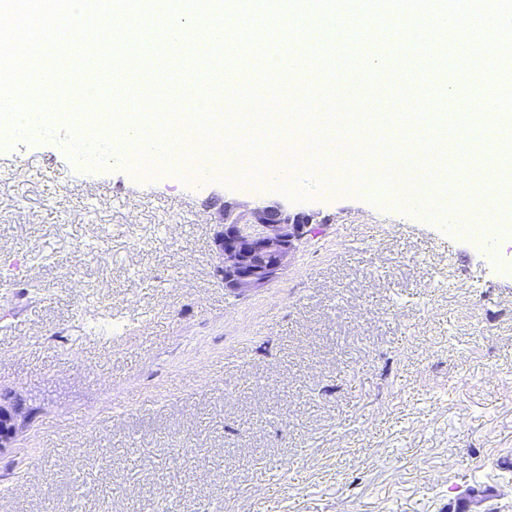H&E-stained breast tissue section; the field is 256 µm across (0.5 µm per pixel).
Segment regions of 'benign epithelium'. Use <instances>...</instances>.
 <instances>
[{"instance_id": "obj_1", "label": "benign epithelium", "mask_w": 512, "mask_h": 512, "mask_svg": "<svg viewBox=\"0 0 512 512\" xmlns=\"http://www.w3.org/2000/svg\"><path fill=\"white\" fill-rule=\"evenodd\" d=\"M218 215L215 273L225 290L237 295L266 288L278 279L296 243L313 231L311 216L292 214L277 202L259 203L250 210L226 202ZM32 419L33 409L16 394L0 392V452L15 445ZM498 497L492 486L463 494L470 512H499L489 505Z\"/></svg>"}]
</instances>
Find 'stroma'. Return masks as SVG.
Masks as SVG:
<instances>
[{
	"mask_svg": "<svg viewBox=\"0 0 512 512\" xmlns=\"http://www.w3.org/2000/svg\"><path fill=\"white\" fill-rule=\"evenodd\" d=\"M328 41L300 18L308 86L363 85L371 18ZM417 31L383 57L376 111H437L448 83ZM194 50L153 95L184 100ZM63 120L0 135V389L34 408L0 453V512H454L469 487L512 503V246L456 230L444 206L481 178L494 133L448 138L427 204L362 184L373 162L321 155L290 183L215 172L185 183L71 155ZM315 214L284 273L233 296L213 275L220 201ZM183 451L173 462L168 449Z\"/></svg>",
	"mask_w": 512,
	"mask_h": 512,
	"instance_id": "1",
	"label": "stroma"
}]
</instances>
